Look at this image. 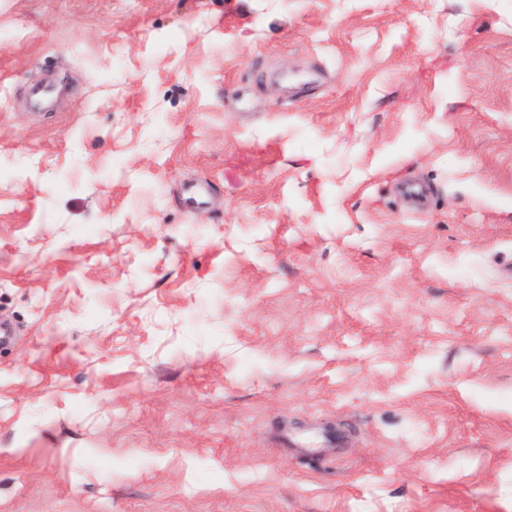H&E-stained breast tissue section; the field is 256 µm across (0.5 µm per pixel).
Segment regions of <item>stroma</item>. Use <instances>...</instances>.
Returning a JSON list of instances; mask_svg holds the SVG:
<instances>
[{
  "mask_svg": "<svg viewBox=\"0 0 512 512\" xmlns=\"http://www.w3.org/2000/svg\"><path fill=\"white\" fill-rule=\"evenodd\" d=\"M1 319L0 512H512V0H0Z\"/></svg>",
  "mask_w": 512,
  "mask_h": 512,
  "instance_id": "35a3bbf8",
  "label": "stroma"
}]
</instances>
